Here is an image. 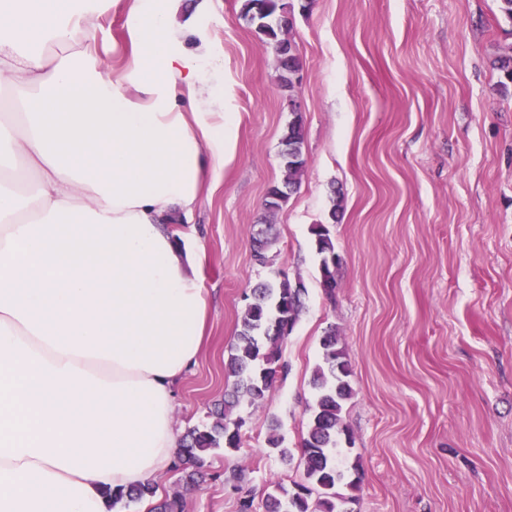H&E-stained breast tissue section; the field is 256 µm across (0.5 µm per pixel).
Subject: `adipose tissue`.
Returning <instances> with one entry per match:
<instances>
[{
  "instance_id": "obj_1",
  "label": "adipose tissue",
  "mask_w": 512,
  "mask_h": 512,
  "mask_svg": "<svg viewBox=\"0 0 512 512\" xmlns=\"http://www.w3.org/2000/svg\"><path fill=\"white\" fill-rule=\"evenodd\" d=\"M111 2L0 0V512H108L154 481L204 341L205 245L173 227L221 186L233 116L181 0H122L130 57L107 72Z\"/></svg>"
}]
</instances>
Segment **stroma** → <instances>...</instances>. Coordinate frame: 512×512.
Returning a JSON list of instances; mask_svg holds the SVG:
<instances>
[{
    "mask_svg": "<svg viewBox=\"0 0 512 512\" xmlns=\"http://www.w3.org/2000/svg\"><path fill=\"white\" fill-rule=\"evenodd\" d=\"M242 0H182L176 24L211 44L236 147L224 181L179 230L206 244V341L176 389L178 433L211 422L232 384L225 364L243 300L256 282L288 276L304 308L282 345L273 392L241 404L239 450H212L184 512H239L276 485L302 480L269 454L278 420L298 450L315 400L320 339L335 328L352 368L342 417L353 438L344 466L361 482L351 512H512V91L500 57L512 20L499 0H314L295 14V88L306 166L283 208L279 63L241 18ZM125 14L112 9L96 41L123 68ZM274 224L273 262L251 258L261 219ZM330 230L340 265L335 297L320 282L311 228Z\"/></svg>",
    "mask_w": 512,
    "mask_h": 512,
    "instance_id": "obj_1",
    "label": "stroma"
}]
</instances>
